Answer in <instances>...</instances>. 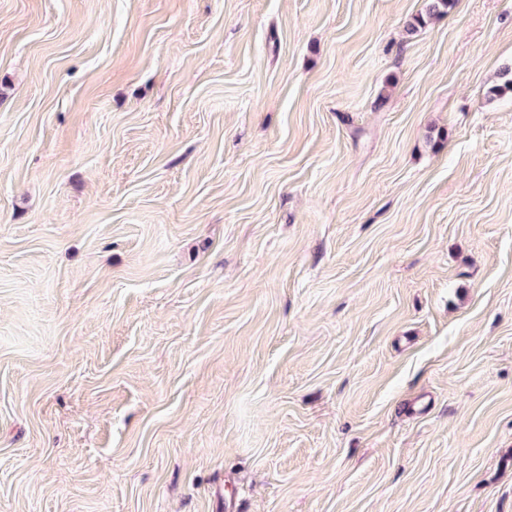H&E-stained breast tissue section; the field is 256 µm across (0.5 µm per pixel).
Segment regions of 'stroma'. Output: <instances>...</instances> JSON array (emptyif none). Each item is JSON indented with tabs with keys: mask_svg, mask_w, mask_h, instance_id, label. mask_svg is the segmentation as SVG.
I'll use <instances>...</instances> for the list:
<instances>
[{
	"mask_svg": "<svg viewBox=\"0 0 512 512\" xmlns=\"http://www.w3.org/2000/svg\"><path fill=\"white\" fill-rule=\"evenodd\" d=\"M0 0V512H512V0ZM455 0H424L420 13L415 15L407 25V31L413 35L423 29L432 19L448 13L454 6Z\"/></svg>",
	"mask_w": 512,
	"mask_h": 512,
	"instance_id": "stroma-1",
	"label": "stroma"
}]
</instances>
